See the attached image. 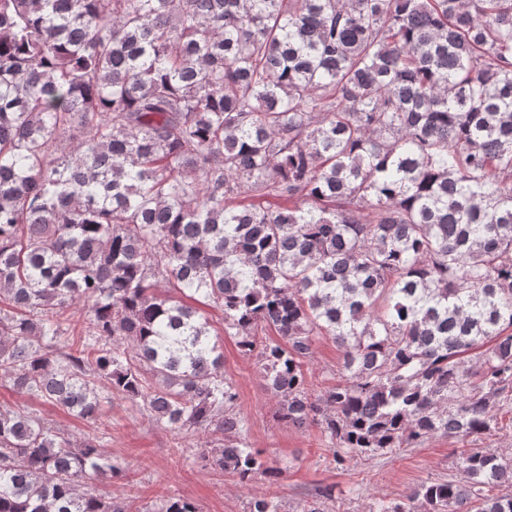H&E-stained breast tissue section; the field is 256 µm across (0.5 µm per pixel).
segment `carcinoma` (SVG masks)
Masks as SVG:
<instances>
[{
    "instance_id": "cac0c4a2",
    "label": "carcinoma",
    "mask_w": 512,
    "mask_h": 512,
    "mask_svg": "<svg viewBox=\"0 0 512 512\" xmlns=\"http://www.w3.org/2000/svg\"><path fill=\"white\" fill-rule=\"evenodd\" d=\"M186 298L336 464L470 445L369 512H512V456L478 447L512 410V0H0V374L218 432L202 465L274 482ZM317 336L344 352L321 394ZM124 471L0 406V512H128L91 488Z\"/></svg>"
}]
</instances>
